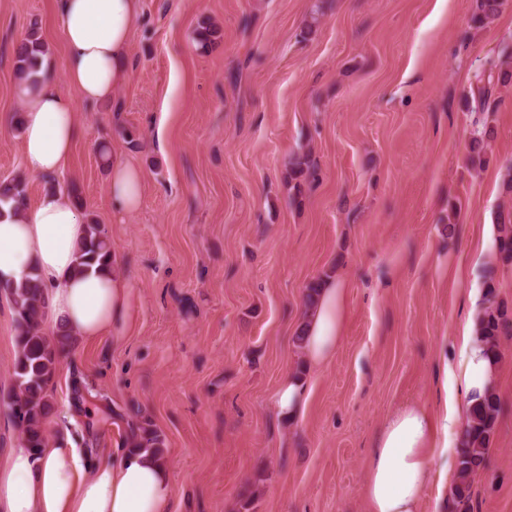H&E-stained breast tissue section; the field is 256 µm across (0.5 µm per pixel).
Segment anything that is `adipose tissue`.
<instances>
[{
	"label": "adipose tissue",
	"instance_id": "1",
	"mask_svg": "<svg viewBox=\"0 0 512 512\" xmlns=\"http://www.w3.org/2000/svg\"><path fill=\"white\" fill-rule=\"evenodd\" d=\"M139 12L140 0H57L53 21L64 38L66 77L75 93H63L47 70L38 82H17L22 108L15 123L28 170L49 179L62 173L80 135L75 103L111 101L125 82ZM144 185L142 169L111 157L107 189L114 210L135 212ZM86 230L79 201L56 188L31 205H0V296L9 297L12 288L37 275L46 290V322L54 331L90 341L122 335L133 315V288L118 265L79 267ZM345 299L343 283L331 277L323 279L312 304L303 305L300 326L308 368H319L335 354ZM497 366L481 336L465 329L452 374L464 407L494 392ZM463 435L453 408L435 415L409 404L392 413L368 462V512H420L437 450L461 447ZM171 493L170 469L160 456L122 448L92 462L64 436L37 452L18 444L0 469L5 512H167Z\"/></svg>",
	"mask_w": 512,
	"mask_h": 512
}]
</instances>
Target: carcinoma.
Listing matches in <instances>:
<instances>
[{
	"mask_svg": "<svg viewBox=\"0 0 512 512\" xmlns=\"http://www.w3.org/2000/svg\"><path fill=\"white\" fill-rule=\"evenodd\" d=\"M503 0H478L479 14L475 21L484 22L498 15ZM42 47L37 36V27H32L28 44L16 53L18 73L26 78H35L37 67L36 53ZM512 80V71L504 67V61L491 60L478 75L477 87L479 111L489 109L488 99L492 95L494 82L507 83ZM22 204L27 201L24 185L19 181L0 183V202ZM498 258L506 263L512 262V212L499 215ZM112 263V244L98 224L87 225V238L80 250L79 266L91 268ZM488 305L478 321V333L483 336L490 350L500 354L499 337L512 332V319L507 310L499 305L493 292H488ZM16 310V330L20 353L13 367L14 392L11 396L10 410L14 422L20 429L21 440L33 451H38L47 442L45 421L49 404L46 399V387L63 357L65 349L73 344L69 336L60 335L52 340L42 331L41 313L45 305L43 291L32 276L12 293ZM499 414V398L492 393L478 405L470 408L466 414L464 442L457 456L456 483L452 489L454 508H466L470 498L471 478L486 463L494 430ZM129 433L135 436L137 448L163 453L164 440L146 421L129 424Z\"/></svg>",
	"mask_w": 512,
	"mask_h": 512,
	"instance_id": "cac0c4a2",
	"label": "carcinoma"
}]
</instances>
